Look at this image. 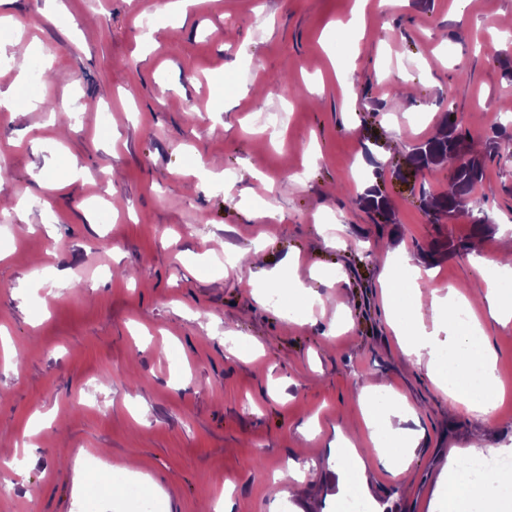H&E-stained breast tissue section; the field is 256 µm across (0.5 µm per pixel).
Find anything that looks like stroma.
<instances>
[{"label":"stroma","instance_id":"stroma-1","mask_svg":"<svg viewBox=\"0 0 512 512\" xmlns=\"http://www.w3.org/2000/svg\"><path fill=\"white\" fill-rule=\"evenodd\" d=\"M160 4L56 0L49 23L45 0H0V92L29 100L0 112V455L20 461L0 471V512H124L119 494L88 499L92 476L111 473L146 485L159 512H214L228 480L231 512H278L283 498L337 512L356 479L376 512H448L449 455L478 438L512 448V322L486 301L512 237V157L486 145L495 125L512 135V50L493 49L512 0H467L463 25L455 0ZM447 109L485 159L479 234L420 209L447 169L394 176ZM211 164L234 181L210 179ZM375 185L394 223L356 205ZM220 245L261 247L262 261L225 273ZM294 255L308 316L288 315L287 295L253 297ZM399 261L430 271L423 294L473 299L506 386L491 415L450 403L403 355L382 297ZM228 335L261 354L229 356ZM379 386L413 409L418 437L390 467L359 399ZM340 433L360 467L326 463ZM291 457L314 477L276 481Z\"/></svg>","mask_w":512,"mask_h":512}]
</instances>
